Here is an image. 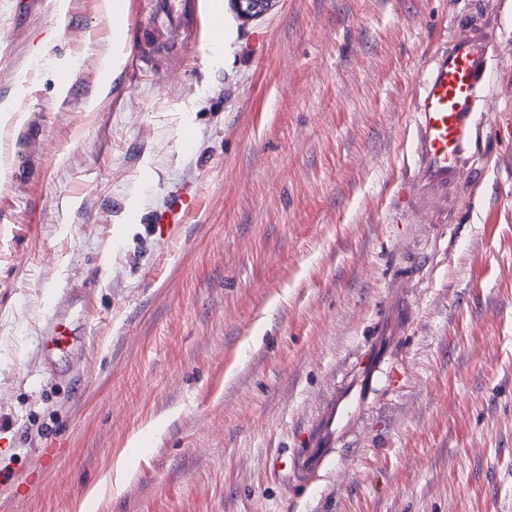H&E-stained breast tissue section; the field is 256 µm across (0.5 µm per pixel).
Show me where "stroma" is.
I'll return each mask as SVG.
<instances>
[{
  "label": "stroma",
  "mask_w": 512,
  "mask_h": 512,
  "mask_svg": "<svg viewBox=\"0 0 512 512\" xmlns=\"http://www.w3.org/2000/svg\"><path fill=\"white\" fill-rule=\"evenodd\" d=\"M57 2L0 0V104L22 107L0 122V512H512V101L460 223L387 212L449 12L482 11L512 87V0H274L248 21L223 0L221 57L202 23L107 83L104 56L150 38L139 0H66L61 25ZM178 195L195 206L160 239ZM74 285L85 338L50 376L39 328ZM369 345L401 380L305 483L292 459Z\"/></svg>",
  "instance_id": "35a3bbf8"
}]
</instances>
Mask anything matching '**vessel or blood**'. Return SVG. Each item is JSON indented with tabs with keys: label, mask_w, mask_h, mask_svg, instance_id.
<instances>
[{
	"label": "vessel or blood",
	"mask_w": 512,
	"mask_h": 512,
	"mask_svg": "<svg viewBox=\"0 0 512 512\" xmlns=\"http://www.w3.org/2000/svg\"><path fill=\"white\" fill-rule=\"evenodd\" d=\"M170 9L179 24L196 28L198 0H175ZM494 60L493 31L473 17L457 20L419 68L400 143L405 176L392 195L398 223L415 224L424 216L435 224L451 223L486 180L481 146L492 121L488 107L499 96ZM183 205V200L174 201L167 217L156 223L160 238H171L182 225ZM82 295V289H64L39 330L36 349L47 374H56L60 358L74 347L67 312ZM381 365V358L369 352L358 359L323 415L324 445L346 433L372 393Z\"/></svg>",
	"instance_id": "obj_1"
}]
</instances>
